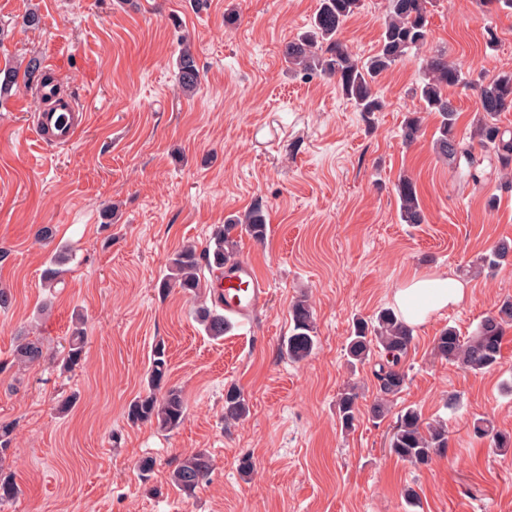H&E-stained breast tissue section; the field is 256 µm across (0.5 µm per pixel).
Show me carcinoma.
<instances>
[{
    "instance_id": "1",
    "label": "carcinoma",
    "mask_w": 512,
    "mask_h": 512,
    "mask_svg": "<svg viewBox=\"0 0 512 512\" xmlns=\"http://www.w3.org/2000/svg\"><path fill=\"white\" fill-rule=\"evenodd\" d=\"M360 0H320L319 9L307 31L288 44L285 54L288 63L305 73H316L336 82L343 97L357 111L371 115L381 111L383 102L376 85L379 77L395 68L407 56L429 43V9L431 0H387L386 13L378 50L367 60L356 58L341 38L349 18L359 8ZM178 83L182 92L192 95L199 83V68L192 52L182 51L177 59ZM471 88L476 94L477 120L472 141L457 134V109L448 95L450 89ZM415 96L427 112L439 117L438 136L433 143L437 158L452 163L461 178L477 187L484 180L483 163L495 162L503 171L512 169V131L498 123V115L512 109V71H502L477 84L470 83L466 73L448 59V54L436 49L425 56L422 78L414 89ZM421 120L412 112L402 127L403 141L411 145L420 133ZM400 217L407 224H421L424 213L417 187L408 177L398 184ZM264 209L257 205L240 215H230L218 226L204 252L187 245L179 249L169 263V273L160 288H179L194 293L202 286L201 263L222 269L237 257L236 235L245 233L256 242L266 236ZM512 255V245L501 243L479 258L480 271L496 269ZM66 256H52L44 280L52 288L61 274L59 266ZM197 320L207 335L214 339L231 330V322L217 303L196 309ZM293 328L282 349L289 358L307 357L316 346L313 313L304 300L291 308ZM512 327V299L503 301L497 309L484 316L475 334L464 338L449 327L435 338L436 354L451 364L471 371H485L495 366L501 356V346L507 329ZM413 340V329L405 325L390 310L381 312L374 320H359L354 324L348 355L356 362L367 359L374 348H381L386 362L375 372L377 401L371 408L372 417L385 418L387 404L402 392L407 382L403 360ZM84 336L78 331L69 340L65 367L77 364L83 354ZM44 357L41 343L26 338L17 345L16 359L20 364H34ZM168 360L160 343L153 350L148 378V391L133 399L127 408V419L133 424L150 423L161 431L171 432L183 422L186 404L182 391L168 385ZM359 393L349 386L340 393L337 407L342 424L354 425L358 414ZM249 406L239 389L228 388L224 393V421L237 422L247 417ZM474 433L490 437L502 451L512 447V438L496 431L490 421L479 419L473 424ZM448 447L447 426L426 425L415 408L400 414L389 441V448L398 458L419 465L429 464L435 452ZM212 459L204 450L184 457L172 470L171 482L185 495L191 496L212 472ZM19 492L11 476L0 470V503L12 500Z\"/></svg>"
}]
</instances>
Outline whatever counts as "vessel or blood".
I'll use <instances>...</instances> for the list:
<instances>
[{
	"mask_svg": "<svg viewBox=\"0 0 512 512\" xmlns=\"http://www.w3.org/2000/svg\"><path fill=\"white\" fill-rule=\"evenodd\" d=\"M37 96L41 107L31 115L34 133L51 147L71 145L86 125L87 113L70 95L61 92L56 78L40 82ZM210 288L223 302L225 313L241 318L263 306L269 294L267 283L247 259L225 266Z\"/></svg>",
	"mask_w": 512,
	"mask_h": 512,
	"instance_id": "vessel-or-blood-1",
	"label": "vessel or blood"
}]
</instances>
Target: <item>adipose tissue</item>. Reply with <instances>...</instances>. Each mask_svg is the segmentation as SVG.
Returning <instances> with one entry per match:
<instances>
[{"mask_svg":"<svg viewBox=\"0 0 512 512\" xmlns=\"http://www.w3.org/2000/svg\"><path fill=\"white\" fill-rule=\"evenodd\" d=\"M465 294V283L452 277L415 275L395 292L394 302L402 320L417 327L435 313L459 304Z\"/></svg>","mask_w":512,"mask_h":512,"instance_id":"obj_1","label":"adipose tissue"}]
</instances>
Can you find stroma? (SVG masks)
I'll return each mask as SVG.
<instances>
[{"instance_id": "obj_1", "label": "stroma", "mask_w": 512, "mask_h": 512, "mask_svg": "<svg viewBox=\"0 0 512 512\" xmlns=\"http://www.w3.org/2000/svg\"><path fill=\"white\" fill-rule=\"evenodd\" d=\"M319 0H0V70L39 57L90 111L66 147L40 142L29 125L30 86L0 92V421L16 425L0 458L19 493L0 512H512V449L473 434L479 418L512 434V328L495 367L472 372L434 353L445 327L461 335L512 298V266L474 276L472 263L512 242V174L489 169L472 191L432 151L437 118L425 114L413 145L400 137L422 73L411 56L377 87L382 112L364 117L333 81L291 70L283 52L305 31ZM37 12L38 27L24 25ZM385 0H361L342 37L356 58L377 49ZM430 46L472 80L512 70V8L498 0H433ZM497 41L487 45L486 32ZM190 49L201 85L178 89L176 60ZM412 178L425 221L400 218L396 185ZM261 204L268 234L241 236L271 289L253 319L208 336L195 318L208 292L161 291L171 255L205 249L229 214ZM111 217H104V210ZM52 226L50 243L36 232ZM65 252L61 280L43 284ZM413 274L469 283L457 306L416 328L408 379L389 414L373 419L374 350L350 367L352 322L393 307ZM307 297L316 347L294 362L282 350L291 307ZM85 346L60 367L75 329ZM45 357L24 367L18 336ZM169 382L187 402L173 432L128 422L144 393L155 344ZM359 387V413L343 430L337 395ZM238 386L243 421L224 420V392ZM80 399L69 412L61 407ZM417 408L448 428L427 466L398 459L389 438L398 413ZM207 450L214 463L194 495L170 473ZM252 470L242 473L241 458ZM152 460L150 473L141 464Z\"/></svg>"}]
</instances>
